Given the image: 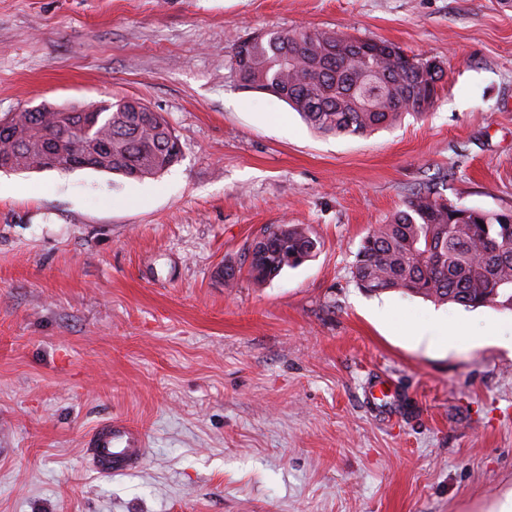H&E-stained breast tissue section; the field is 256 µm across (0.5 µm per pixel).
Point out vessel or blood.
<instances>
[{
    "mask_svg": "<svg viewBox=\"0 0 512 512\" xmlns=\"http://www.w3.org/2000/svg\"><path fill=\"white\" fill-rule=\"evenodd\" d=\"M85 446L97 470L120 473L143 463L145 435L140 427L130 421L114 417L97 425Z\"/></svg>",
    "mask_w": 512,
    "mask_h": 512,
    "instance_id": "vessel-or-blood-1",
    "label": "vessel or blood"
}]
</instances>
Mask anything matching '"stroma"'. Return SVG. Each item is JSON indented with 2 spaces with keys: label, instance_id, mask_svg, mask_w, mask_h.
I'll return each instance as SVG.
<instances>
[{
  "label": "stroma",
  "instance_id": "1",
  "mask_svg": "<svg viewBox=\"0 0 512 512\" xmlns=\"http://www.w3.org/2000/svg\"><path fill=\"white\" fill-rule=\"evenodd\" d=\"M383 40L444 66L426 114L323 136L249 91L257 31ZM182 156L135 181L0 171V512H499L512 492V349L411 328L512 312L359 288L362 238L430 188L512 210V0H0V120L113 96ZM268 224L316 255L263 285L218 276ZM141 467L97 471L112 417ZM413 339L418 344L425 343L428 347L444 350L456 349L458 347V333L448 330L441 320L421 327H416L412 333ZM85 447L97 470L120 473L143 463L145 435L140 427L130 421L113 417L94 428Z\"/></svg>",
  "mask_w": 512,
  "mask_h": 512
}]
</instances>
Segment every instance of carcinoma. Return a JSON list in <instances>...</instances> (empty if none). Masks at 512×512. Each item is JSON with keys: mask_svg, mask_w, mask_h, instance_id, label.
<instances>
[{"mask_svg": "<svg viewBox=\"0 0 512 512\" xmlns=\"http://www.w3.org/2000/svg\"><path fill=\"white\" fill-rule=\"evenodd\" d=\"M316 29L272 31L230 51V69L245 89L277 90L319 134L359 137L430 108L418 56L383 41ZM53 112H19L13 134L0 141V170H38L50 142L61 138ZM75 147L100 139L111 148L104 171L132 180L155 178L179 160L165 117L138 100L115 102L91 138L67 130ZM259 258L224 264V285L241 275L260 285L313 257L317 240L299 224H270L250 244ZM357 285L441 304L512 310V210L452 204L429 192L412 194L386 224L361 241L352 266Z\"/></svg>", "mask_w": 512, "mask_h": 512, "instance_id": "1", "label": "carcinoma"}]
</instances>
